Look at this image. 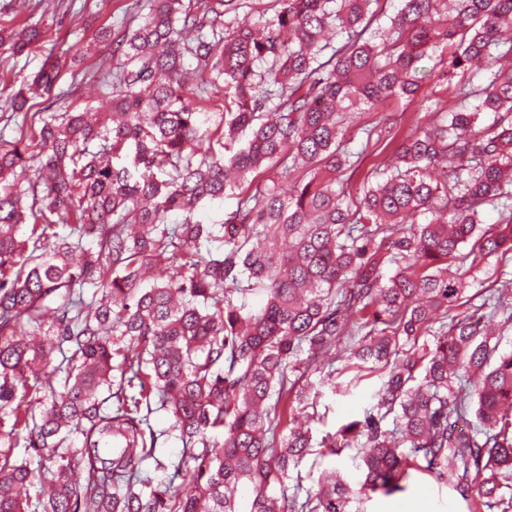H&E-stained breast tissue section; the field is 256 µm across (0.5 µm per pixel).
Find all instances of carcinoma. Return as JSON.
I'll list each match as a JSON object with an SVG mask.
<instances>
[{"mask_svg": "<svg viewBox=\"0 0 512 512\" xmlns=\"http://www.w3.org/2000/svg\"><path fill=\"white\" fill-rule=\"evenodd\" d=\"M277 2L239 27L238 0H152L114 41L121 63L94 113L29 111L64 59L0 89L6 120L32 132L0 143V512H361L412 470L470 512L512 509V352L494 355L483 317L462 310L470 269L450 271L471 239L482 259L512 254V68L496 65L512 55V0H399L380 28L381 0ZM42 40L36 23L0 29L15 55ZM426 58L450 79L490 66L433 125L367 129L349 149L357 112L415 100ZM221 89L224 111L193 106ZM386 142L380 179L351 197ZM273 165L294 175L290 192L257 181ZM230 195L222 223L194 220ZM159 263L169 276L148 282ZM346 336L347 358L384 374L375 403L316 444L301 427L276 437L314 390L299 379L336 387L322 355ZM158 411L198 449L174 464L179 486L148 476ZM316 446L356 449L361 478L327 468L300 497ZM36 475L52 491L32 506ZM395 147V143H392L387 149L382 150L379 148L377 151H375L372 155H369L365 158L363 164L361 165L359 174L357 177H355L350 183L347 188V192L353 196L354 198L359 193V188L362 186L364 177L369 171H374L376 169L382 168V166L386 163L387 158L392 151V149Z\"/></svg>", "mask_w": 512, "mask_h": 512, "instance_id": "cac0c4a2", "label": "carcinoma"}]
</instances>
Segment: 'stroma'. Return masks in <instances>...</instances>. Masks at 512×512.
<instances>
[{"label":"stroma","instance_id":"35a3bbf8","mask_svg":"<svg viewBox=\"0 0 512 512\" xmlns=\"http://www.w3.org/2000/svg\"><path fill=\"white\" fill-rule=\"evenodd\" d=\"M148 11V0H74L71 10L60 11L58 6L42 4L41 0H30L25 10H18L17 0H0V26L13 27L33 18H42L45 39L31 52L14 56L0 50V86L18 88L29 81L42 68L56 58L71 57L73 43L96 41L101 28L107 27L113 37H120L124 27L135 26ZM97 43V41H96ZM109 44L97 43L92 58H84L66 67L61 73L58 88L61 92L54 104L45 99H34L35 109L52 107L53 111H79L96 105L101 96L99 75L90 71L93 58L111 57ZM453 85L447 78L428 76L414 102L391 99L372 110L357 114L347 130L351 148H358L365 126L386 123L395 124L401 132L424 127L435 121L436 106L455 107ZM512 286V257L488 258L486 265L470 281L466 296L468 310L479 308L490 293ZM335 378L345 383L356 380L355 388L342 393L330 387H320L314 397L319 415L312 422L314 439H321L325 433L335 432L341 425L358 419L364 408L371 402L372 394L379 388L382 376L378 373L356 377L347 360L335 363ZM150 423L158 431L156 456L161 468L152 470L151 477L180 484L181 479L174 473L173 464L184 457L185 450L177 432L171 431V420L162 412L151 415ZM364 512H468L465 503L446 484L438 482L429 474L417 472L408 481L405 491L384 497L374 495L363 504Z\"/></svg>","mask_w":512,"mask_h":512}]
</instances>
